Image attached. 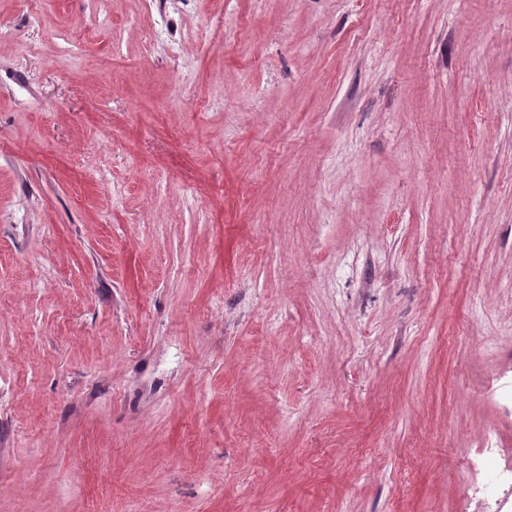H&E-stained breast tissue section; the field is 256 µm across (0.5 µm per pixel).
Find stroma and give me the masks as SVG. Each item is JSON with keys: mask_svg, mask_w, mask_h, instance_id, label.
Returning a JSON list of instances; mask_svg holds the SVG:
<instances>
[{"mask_svg": "<svg viewBox=\"0 0 512 512\" xmlns=\"http://www.w3.org/2000/svg\"><path fill=\"white\" fill-rule=\"evenodd\" d=\"M512 469V0H0V512H479Z\"/></svg>", "mask_w": 512, "mask_h": 512, "instance_id": "stroma-1", "label": "stroma"}]
</instances>
